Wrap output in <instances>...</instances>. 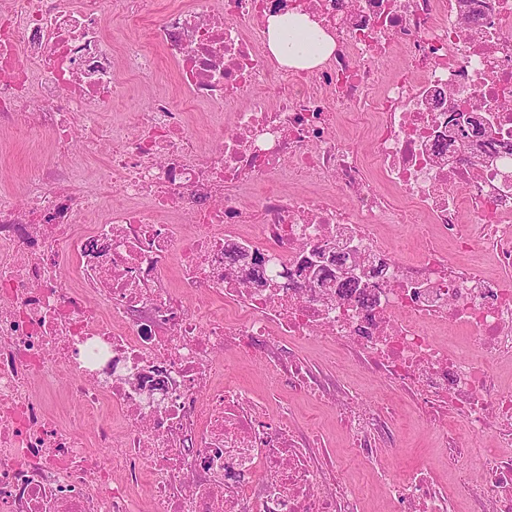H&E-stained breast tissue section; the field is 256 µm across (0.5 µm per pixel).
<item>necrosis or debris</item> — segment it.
I'll return each instance as SVG.
<instances>
[{
    "label": "necrosis or debris",
    "mask_w": 512,
    "mask_h": 512,
    "mask_svg": "<svg viewBox=\"0 0 512 512\" xmlns=\"http://www.w3.org/2000/svg\"><path fill=\"white\" fill-rule=\"evenodd\" d=\"M155 0H10L0 11V118L49 127L61 154L105 153L100 191L32 175L0 195V512H362L344 457L395 440L390 401L322 378L296 347L349 354L436 426L468 512H512V0H288L336 49L285 69L266 46L271 0H192L151 23ZM149 21L117 47L116 22ZM179 93L129 127L98 114L152 80ZM404 54L383 77L375 60ZM210 112L205 152L187 114ZM481 115L494 163H462L457 110ZM360 115L371 150L339 133ZM384 224L418 229L397 253ZM368 268L361 288H256L318 248ZM71 259L75 275L61 267ZM331 406L344 455L316 425L269 423L253 390L220 383L225 350ZM110 448V464L95 449ZM393 512H456L431 471L383 475Z\"/></svg>",
    "instance_id": "4bbe7bcc"
}]
</instances>
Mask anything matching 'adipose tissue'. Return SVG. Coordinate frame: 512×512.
I'll list each match as a JSON object with an SVG mask.
<instances>
[{"label":"adipose tissue","mask_w":512,"mask_h":512,"mask_svg":"<svg viewBox=\"0 0 512 512\" xmlns=\"http://www.w3.org/2000/svg\"><path fill=\"white\" fill-rule=\"evenodd\" d=\"M266 38L278 63L294 69L318 66L336 47L334 37L308 16L290 12L269 16Z\"/></svg>","instance_id":"obj_1"}]
</instances>
